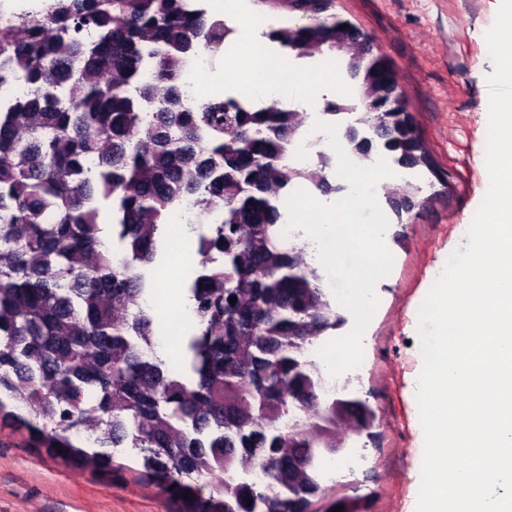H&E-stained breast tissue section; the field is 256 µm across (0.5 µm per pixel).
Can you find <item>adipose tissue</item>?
<instances>
[{"label":"adipose tissue","mask_w":512,"mask_h":512,"mask_svg":"<svg viewBox=\"0 0 512 512\" xmlns=\"http://www.w3.org/2000/svg\"><path fill=\"white\" fill-rule=\"evenodd\" d=\"M252 48L260 59L259 64L244 67L232 56L224 61L225 81L246 96H266L273 85L281 86L290 95L306 102L316 101L324 95L339 96L345 91V83L334 67L318 65L297 71L288 59L270 58L263 41H253ZM153 299L154 308L160 315L161 352L167 356L176 355L179 351L177 333L194 324L195 317L190 309L180 307L172 289H155Z\"/></svg>","instance_id":"1"}]
</instances>
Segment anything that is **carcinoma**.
Segmentation results:
<instances>
[{
  "instance_id": "cac0c4a2",
  "label": "carcinoma",
  "mask_w": 512,
  "mask_h": 512,
  "mask_svg": "<svg viewBox=\"0 0 512 512\" xmlns=\"http://www.w3.org/2000/svg\"><path fill=\"white\" fill-rule=\"evenodd\" d=\"M333 7L323 0L305 23L265 36L320 56L314 45L349 24ZM227 36L195 0H50L0 24V85L27 87L0 106V424L100 472L114 449H136L180 512H320L318 472L296 462L336 434L306 426L323 405L305 351L345 318L306 249L284 242L281 197L298 182L336 187L322 167L287 161L303 113L186 102L184 63ZM346 56L360 84L343 110L360 111L400 167L430 166L406 105L370 107L382 56ZM418 193L410 182L384 189L415 207ZM100 199L116 206L119 262L101 237ZM185 199L217 214L197 239L189 382L153 355L154 321L139 303L141 268ZM254 467L265 482L236 477Z\"/></svg>"
}]
</instances>
